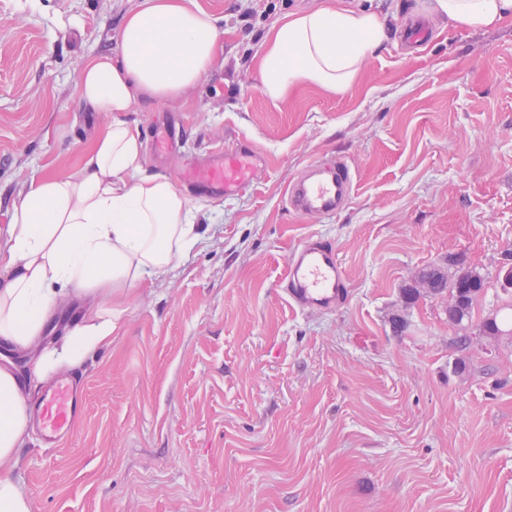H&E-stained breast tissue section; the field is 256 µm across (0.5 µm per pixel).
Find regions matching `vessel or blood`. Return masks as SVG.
I'll return each instance as SVG.
<instances>
[{
    "mask_svg": "<svg viewBox=\"0 0 512 512\" xmlns=\"http://www.w3.org/2000/svg\"><path fill=\"white\" fill-rule=\"evenodd\" d=\"M263 157L249 148L232 146L182 174L191 187L242 193L252 183ZM355 175L341 158L317 161L293 181L287 192L290 210L317 212L331 217L343 210L354 192ZM283 298L296 309L334 311L348 298L347 277L331 240L319 235L306 238L293 252L278 282ZM86 401L83 388L72 381L49 386L31 404L34 424L51 446L66 438Z\"/></svg>",
    "mask_w": 512,
    "mask_h": 512,
    "instance_id": "1",
    "label": "vessel or blood"
}]
</instances>
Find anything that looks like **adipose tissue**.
I'll list each match as a JSON object with an SVG mask.
<instances>
[{"label":"adipose tissue","instance_id":"adipose-tissue-1","mask_svg":"<svg viewBox=\"0 0 512 512\" xmlns=\"http://www.w3.org/2000/svg\"><path fill=\"white\" fill-rule=\"evenodd\" d=\"M429 16L478 31L512 19V0H429ZM219 18L202 0H140L123 18L117 53L87 59L79 96L104 116L76 165L31 180L0 243V342L25 357L31 379L80 367L112 345V302L177 264L202 241L191 202L147 171L143 132L128 112L196 86L223 52ZM382 15L352 0H322L286 14L262 45L261 90L283 102L308 83L346 93L389 41ZM79 303V322L55 338L57 312ZM25 387L0 366V512H31L13 481L29 431Z\"/></svg>","mask_w":512,"mask_h":512}]
</instances>
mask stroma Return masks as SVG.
I'll return each instance as SVG.
<instances>
[{
  "label": "stroma",
  "mask_w": 512,
  "mask_h": 512,
  "mask_svg": "<svg viewBox=\"0 0 512 512\" xmlns=\"http://www.w3.org/2000/svg\"><path fill=\"white\" fill-rule=\"evenodd\" d=\"M224 60L177 101H141L143 134L172 120L181 156L245 142L265 157L239 195L188 190L204 241L130 291L109 351L82 380L71 439L31 435L13 479L31 512H512V21L399 35L417 0H355L395 33L342 95L302 84L273 103L267 33L319 0H204ZM138 0H0V229L32 177L73 165L102 118L83 62L112 52ZM342 156L356 189L338 214H298L288 186ZM330 239L348 279L332 312L276 284L304 239ZM479 272L472 315L420 287ZM415 289L407 297L406 289ZM496 319L501 335L484 332Z\"/></svg>",
  "instance_id": "1"
}]
</instances>
